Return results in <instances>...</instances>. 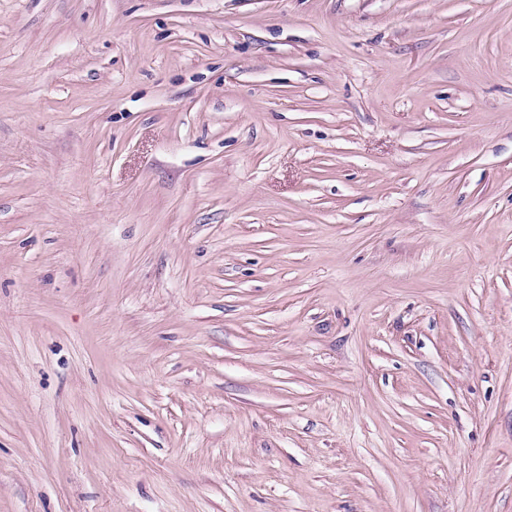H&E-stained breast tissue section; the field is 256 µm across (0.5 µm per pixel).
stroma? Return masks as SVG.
<instances>
[{
    "mask_svg": "<svg viewBox=\"0 0 512 512\" xmlns=\"http://www.w3.org/2000/svg\"><path fill=\"white\" fill-rule=\"evenodd\" d=\"M0 512H512V0H0Z\"/></svg>",
    "mask_w": 512,
    "mask_h": 512,
    "instance_id": "stroma-1",
    "label": "stroma"
}]
</instances>
